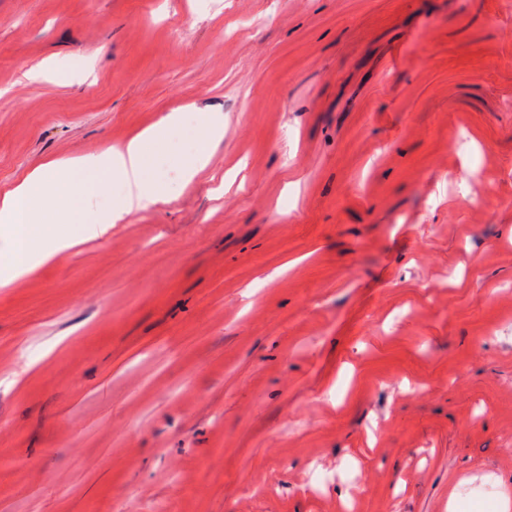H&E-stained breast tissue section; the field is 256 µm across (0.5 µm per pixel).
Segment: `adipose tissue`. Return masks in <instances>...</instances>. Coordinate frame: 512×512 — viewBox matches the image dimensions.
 <instances>
[{
    "instance_id": "ef3b65f1",
    "label": "adipose tissue",
    "mask_w": 512,
    "mask_h": 512,
    "mask_svg": "<svg viewBox=\"0 0 512 512\" xmlns=\"http://www.w3.org/2000/svg\"><path fill=\"white\" fill-rule=\"evenodd\" d=\"M196 120L197 146L182 168L187 182L209 165L224 139L223 112L200 109ZM182 122V111L167 113L122 147L49 161L0 193V242L6 246L0 261L9 264L15 277H22L56 255L104 235L125 216L162 202L163 187L149 174L148 149L167 142ZM101 174L123 185L117 204L108 209L96 202ZM48 209L56 223H43Z\"/></svg>"
}]
</instances>
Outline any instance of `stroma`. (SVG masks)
I'll return each instance as SVG.
<instances>
[{
	"label": "stroma",
	"mask_w": 512,
	"mask_h": 512,
	"mask_svg": "<svg viewBox=\"0 0 512 512\" xmlns=\"http://www.w3.org/2000/svg\"><path fill=\"white\" fill-rule=\"evenodd\" d=\"M192 105L193 182L0 270V512H501L512 0H0V191ZM198 126L197 146L182 168L185 182H191L196 174L205 169L214 150L224 139V113L210 109L192 108Z\"/></svg>",
	"instance_id": "obj_1"
}]
</instances>
